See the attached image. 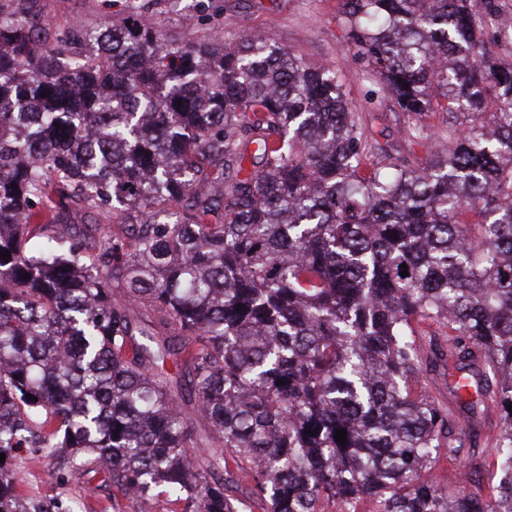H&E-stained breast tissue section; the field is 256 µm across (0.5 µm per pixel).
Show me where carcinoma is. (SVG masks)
I'll return each mask as SVG.
<instances>
[{"mask_svg":"<svg viewBox=\"0 0 512 512\" xmlns=\"http://www.w3.org/2000/svg\"><path fill=\"white\" fill-rule=\"evenodd\" d=\"M27 3L0 0V512H60L21 448L135 512H512V8L345 0L406 134L448 111L416 168L275 42L171 41L154 0L57 37ZM68 202L121 232L87 248ZM429 360L453 411L412 389ZM481 444L490 499L428 478Z\"/></svg>","mask_w":512,"mask_h":512,"instance_id":"cac0c4a2","label":"carcinoma"}]
</instances>
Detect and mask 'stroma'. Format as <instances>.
<instances>
[{
  "mask_svg": "<svg viewBox=\"0 0 512 512\" xmlns=\"http://www.w3.org/2000/svg\"><path fill=\"white\" fill-rule=\"evenodd\" d=\"M32 4L45 26L56 33L77 20L95 24L107 10L114 22H121L132 6L131 0H114L109 7L103 0H32ZM154 19L177 41H200L218 33L232 42L249 33L336 70L364 122L393 156L414 166L429 159V144L406 137V115L392 101L381 99L374 83L363 80L344 19V0H162ZM493 460L489 452L479 450L458 466L438 461L430 475L452 486L460 471H468L467 491L489 497L499 480ZM12 465L23 478L27 501L52 500L61 512H133L129 501L113 500L111 489L101 485V475L58 469L48 452L20 449Z\"/></svg>",
  "mask_w": 512,
  "mask_h": 512,
  "instance_id": "1",
  "label": "stroma"
}]
</instances>
